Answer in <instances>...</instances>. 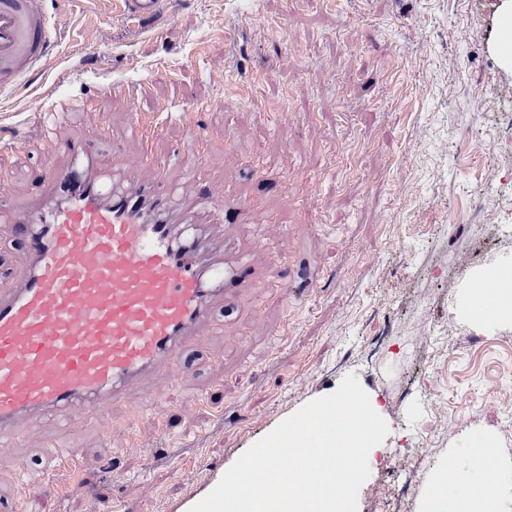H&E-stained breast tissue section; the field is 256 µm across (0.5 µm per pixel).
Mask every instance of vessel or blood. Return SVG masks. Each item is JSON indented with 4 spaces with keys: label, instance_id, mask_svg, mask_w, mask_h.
<instances>
[{
    "label": "vessel or blood",
    "instance_id": "vessel-or-blood-1",
    "mask_svg": "<svg viewBox=\"0 0 512 512\" xmlns=\"http://www.w3.org/2000/svg\"><path fill=\"white\" fill-rule=\"evenodd\" d=\"M136 18L163 0H121ZM45 0H0V88L17 85L52 44ZM131 105L137 156L120 189L83 138L64 146L65 167L44 168L19 208L0 200V238L22 240L26 264L0 273V454L20 424L51 421L75 432L131 390L159 397L184 369L202 330H222L217 305L236 304L264 276L250 253L207 227L250 213L234 184L201 187L173 206V159L156 153V124L134 105L138 85H111ZM149 178H142L141 169Z\"/></svg>",
    "mask_w": 512,
    "mask_h": 512
}]
</instances>
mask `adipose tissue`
<instances>
[{
	"instance_id": "adipose-tissue-1",
	"label": "adipose tissue",
	"mask_w": 512,
	"mask_h": 512,
	"mask_svg": "<svg viewBox=\"0 0 512 512\" xmlns=\"http://www.w3.org/2000/svg\"><path fill=\"white\" fill-rule=\"evenodd\" d=\"M463 310L480 323L495 326L512 323V261L504 260L482 272L466 288ZM461 479L457 470H449L447 482L427 484L425 502L430 512H494L496 494L484 485L472 486L465 497L450 499L449 493Z\"/></svg>"
}]
</instances>
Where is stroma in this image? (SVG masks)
<instances>
[{"label": "stroma", "instance_id": "stroma-1", "mask_svg": "<svg viewBox=\"0 0 512 512\" xmlns=\"http://www.w3.org/2000/svg\"><path fill=\"white\" fill-rule=\"evenodd\" d=\"M500 0H166L145 23L114 0H47L56 44L43 66L0 92V190L21 206L61 143L89 136L85 105L111 134L93 139L105 166L131 160L125 105L113 82L144 84L139 109L165 114V154L191 136L208 185L234 182L257 205L235 228L270 282L307 288L301 300L244 297L222 332L186 355L167 385L177 434L142 420L136 390L75 437L93 483L61 469L40 485L58 512H189L253 444L349 374L383 403L389 434L357 496L382 512L403 480L400 458L428 450L467 465L491 437L512 479V325L486 329L456 310L472 276L512 256V69L496 52ZM179 119H172V112ZM261 159L263 181L245 161ZM500 186L473 193L490 163ZM500 224L503 242L482 241ZM287 226L277 235L274 225ZM428 317L433 336H419ZM430 377L449 413L439 443L415 439ZM138 421L135 435L125 426ZM53 423L31 421L19 448L0 454V503L19 462L40 468Z\"/></svg>", "mask_w": 512, "mask_h": 512}]
</instances>
